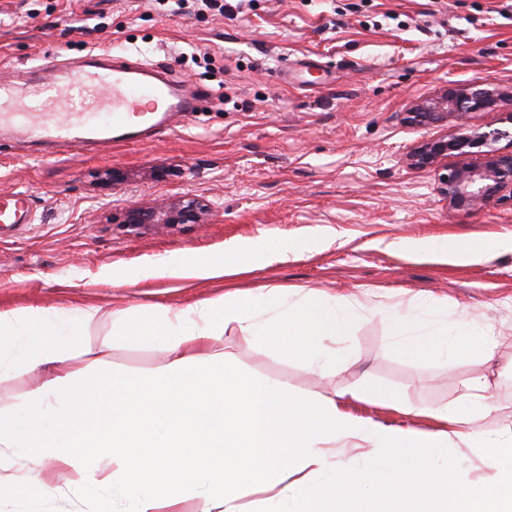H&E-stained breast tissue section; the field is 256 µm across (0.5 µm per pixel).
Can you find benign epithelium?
Segmentation results:
<instances>
[{
  "mask_svg": "<svg viewBox=\"0 0 512 512\" xmlns=\"http://www.w3.org/2000/svg\"><path fill=\"white\" fill-rule=\"evenodd\" d=\"M512 107V91L480 81L456 84L438 98L418 100L403 113L404 124L420 129H438L406 155L407 164L437 173L438 192L450 210L472 209L491 200L512 202V151L501 152L493 144L512 134L486 131L470 122L476 112ZM212 206L194 197H180L158 210L129 207L123 223L199 224Z\"/></svg>",
  "mask_w": 512,
  "mask_h": 512,
  "instance_id": "1",
  "label": "benign epithelium"
}]
</instances>
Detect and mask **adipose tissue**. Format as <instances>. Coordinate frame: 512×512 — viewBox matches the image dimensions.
<instances>
[{"label": "adipose tissue", "instance_id": "adipose-tissue-1", "mask_svg": "<svg viewBox=\"0 0 512 512\" xmlns=\"http://www.w3.org/2000/svg\"><path fill=\"white\" fill-rule=\"evenodd\" d=\"M102 317L95 306L63 314L0 311V373L56 367L21 403L0 406V464L29 457V494L79 499L97 491L96 512H113L118 502L125 512H183L194 497L203 501L200 512H247L244 500L256 493L261 507L279 512H350V504L387 496L398 512H512V430L479 428L497 407L483 378L465 380L468 407L436 411L446 428L423 442L407 430L360 422L335 398L269 390L224 351L232 327L241 343L276 346L317 364L323 342L349 335L358 318L347 300L303 289L286 305L271 288L179 309L116 312L113 336L162 334L159 365L145 375L60 371L73 358L110 348V338L95 344L88 334ZM387 322L397 349L450 359L481 331L464 312L449 324L402 311ZM451 427L490 443L483 465L493 486H475L451 465L434 466ZM347 438L375 450L340 474L332 449ZM46 460L52 472H42ZM305 470L323 482L298 480Z\"/></svg>", "mask_w": 512, "mask_h": 512}]
</instances>
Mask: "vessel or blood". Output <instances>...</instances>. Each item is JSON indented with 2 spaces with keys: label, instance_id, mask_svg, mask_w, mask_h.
I'll return each mask as SVG.
<instances>
[{
  "label": "vessel or blood",
  "instance_id": "1",
  "mask_svg": "<svg viewBox=\"0 0 512 512\" xmlns=\"http://www.w3.org/2000/svg\"><path fill=\"white\" fill-rule=\"evenodd\" d=\"M47 95L50 111H18L17 100ZM194 97L158 67L121 56L90 55L62 78L43 82L37 70L16 81L0 82V135L40 144L45 151L70 144L106 149L121 142H142L173 130L175 117L194 111ZM112 115L102 123L100 112ZM30 194H0V224L30 221Z\"/></svg>",
  "mask_w": 512,
  "mask_h": 512
}]
</instances>
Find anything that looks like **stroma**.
<instances>
[{"mask_svg": "<svg viewBox=\"0 0 512 512\" xmlns=\"http://www.w3.org/2000/svg\"><path fill=\"white\" fill-rule=\"evenodd\" d=\"M101 52L162 66L197 93L196 109L146 144L64 147L48 162L33 144L0 140V192H28L34 208L32 224L0 229V311L96 305L106 313L89 331L98 340L114 311L270 287L291 303L297 289H315L359 304L349 336L323 351L331 359L349 349L354 364L320 377L288 353L241 344L230 329L224 349L240 370L273 390L338 395L354 416L422 439L442 428L431 410L462 402L464 380L481 375L500 406L484 427L512 428V251L497 246L512 239V205L448 209L434 171L405 160L428 130L401 121L411 101L452 83L512 86V0H251L224 13L203 0H0V80L27 68L58 77ZM110 169L119 180L105 178ZM182 196L215 209L202 224L122 222L129 206ZM259 238L282 241L287 261L248 254ZM442 238L449 250L482 254L422 253ZM163 259L249 268L162 276ZM116 274L130 286H113ZM432 306L490 326L494 357L480 355L481 336L450 361L395 351L387 315ZM107 361L135 374L159 358L130 339L113 343ZM367 383L396 394L399 407L349 396ZM485 453L476 439L448 442L477 486L488 481ZM26 473L21 460L0 468V512H68L67 498L21 496Z\"/></svg>", "mask_w": 512, "mask_h": 512, "instance_id": "35a3bbf8", "label": "stroma"}]
</instances>
